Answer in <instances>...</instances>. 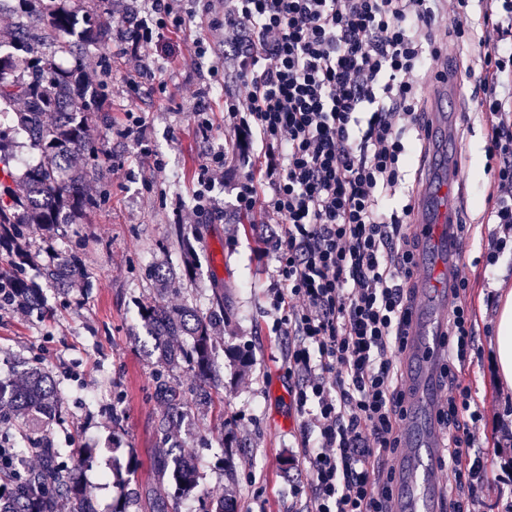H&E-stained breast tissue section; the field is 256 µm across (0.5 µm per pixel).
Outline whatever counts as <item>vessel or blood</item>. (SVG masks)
<instances>
[{
  "label": "vessel or blood",
  "mask_w": 512,
  "mask_h": 512,
  "mask_svg": "<svg viewBox=\"0 0 512 512\" xmlns=\"http://www.w3.org/2000/svg\"><path fill=\"white\" fill-rule=\"evenodd\" d=\"M430 97L433 108L429 114V141L441 157L433 185L417 195L413 212L426 251L418 259L424 279L416 290L403 352L407 383L404 427L412 438L405 443L396 469L395 512H435L438 506L431 461L441 444V434L429 422L436 408L432 385L445 354L441 338L448 329L455 286L452 271L465 259L456 245L461 219L453 202L460 180L457 138L464 117L455 78L433 86Z\"/></svg>",
  "instance_id": "1"
}]
</instances>
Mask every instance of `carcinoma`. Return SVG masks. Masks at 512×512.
I'll use <instances>...</instances> for the list:
<instances>
[{
    "label": "carcinoma",
    "instance_id": "1",
    "mask_svg": "<svg viewBox=\"0 0 512 512\" xmlns=\"http://www.w3.org/2000/svg\"><path fill=\"white\" fill-rule=\"evenodd\" d=\"M28 29L19 37L14 52H0V99L12 104L16 123L38 150L35 165L24 173V193L0 182V250L12 255V266L27 264L28 256L15 249L21 226L33 224L50 233L62 224H73L92 206L87 172L76 166V157L91 143V127L82 102L74 98L76 70L59 71L42 48L54 44L72 47L76 30L73 12L65 6L46 14L32 11ZM85 276V264L73 253L60 255L48 271L54 288L68 291ZM9 288L19 300L31 306L40 300L39 287L0 271V289ZM217 310L208 317L189 308L171 309L156 300L141 307L140 319L154 341L158 361L173 369L182 365L193 371L199 395L216 382L212 362L213 330L218 326L224 302L219 289H213ZM155 397L167 407L160 430L175 428L173 418L184 412L176 390L166 381L155 388ZM61 404L57 383L36 367L20 372L16 383L0 384V416L26 418L31 431H37L41 416L56 414ZM31 451L39 453L40 466L26 471L15 448L0 444V512H95L92 489L82 484L61 460V450L30 439ZM162 470L170 471L174 485L171 499H159L153 512H177V501L186 497L205 498L195 458L188 452L162 458Z\"/></svg>",
    "mask_w": 512,
    "mask_h": 512
}]
</instances>
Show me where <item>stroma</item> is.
I'll list each match as a JSON object with an SVG mask.
<instances>
[{
    "label": "stroma",
    "instance_id": "obj_1",
    "mask_svg": "<svg viewBox=\"0 0 512 512\" xmlns=\"http://www.w3.org/2000/svg\"><path fill=\"white\" fill-rule=\"evenodd\" d=\"M69 9L92 21L112 23L119 16L144 13L145 0H67ZM201 20L191 22L179 41L173 62L134 63L112 42L77 48L63 58L68 67L91 73L105 59L111 77L96 98L86 99L92 131V155H79L87 167L97 164L91 194L97 204L79 223L48 234L28 229L22 244L33 262L22 275L43 290L44 308L24 316L0 311V379H15L23 362L38 364L62 392V412L45 428L67 464L95 491L97 512H112L118 492L136 498L166 496L171 487L157 468L170 450L192 453L200 483L210 500L233 503L236 512H306V474L292 464L301 418L288 396V339L275 335L268 290L275 262L269 229L260 212L241 223L229 209L227 189L215 195L225 203L223 221L187 225L195 249L193 277H176L163 302L188 305L210 315L213 288L224 292V330L214 339L212 357L220 380L205 405L184 415L170 436L158 423L165 408L155 387L168 381L182 402L192 403L196 379L187 369L168 371L151 355L152 340L142 327L140 307L153 296L157 267H183L177 234L176 205L194 203L198 168L205 156L233 136V120L224 110V93L245 98L244 86L213 85L209 56H196L194 39ZM212 104L210 139H202L192 111L200 90ZM137 106L151 124L147 150L120 136L126 111ZM486 129L478 120L463 128L459 150L463 183L457 203L471 216L480 202L484 180ZM164 172H157L155 159ZM124 171L113 179V166ZM460 247L469 264L470 298L476 312L479 353L465 369L472 396L483 415V437L475 450L485 462L477 493V512H506L501 494L502 466L512 459V393H505L489 368L493 353L498 290H512V254L486 266L480 237L468 236ZM81 253L86 268L83 286L63 293L48 285L50 254ZM250 345L252 362L242 365L236 351ZM93 449L89 463L78 451Z\"/></svg>",
    "mask_w": 512,
    "mask_h": 512
}]
</instances>
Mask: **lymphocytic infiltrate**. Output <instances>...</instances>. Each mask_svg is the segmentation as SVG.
<instances>
[{
  "label": "lymphocytic infiltrate",
  "mask_w": 512,
  "mask_h": 512,
  "mask_svg": "<svg viewBox=\"0 0 512 512\" xmlns=\"http://www.w3.org/2000/svg\"><path fill=\"white\" fill-rule=\"evenodd\" d=\"M203 0L207 32L198 53L224 40L246 102L224 101L231 148L200 166V223L215 214L227 160L246 167L233 210L262 208L277 266L274 328L288 339L289 395L308 465V512H392L390 484L404 443L406 381L398 360L415 297L422 239L410 218L413 145H424L425 84L444 80L443 37L477 41V104L487 129L482 221L495 264L512 245V0ZM195 12L183 0H149L146 17L116 28L119 51L141 58L160 39L178 40ZM400 196L401 211L385 202ZM456 288L435 412L446 435L448 512H473L484 463L472 448V410L461 365L474 347L470 286Z\"/></svg>",
  "instance_id": "lymphocytic-infiltrate-1"
}]
</instances>
